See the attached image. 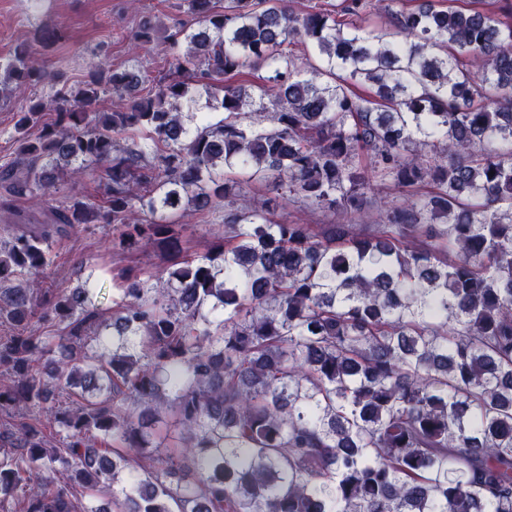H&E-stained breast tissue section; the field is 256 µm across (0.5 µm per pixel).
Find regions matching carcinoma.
I'll return each instance as SVG.
<instances>
[{"mask_svg":"<svg viewBox=\"0 0 512 512\" xmlns=\"http://www.w3.org/2000/svg\"><path fill=\"white\" fill-rule=\"evenodd\" d=\"M186 2L143 95L141 70L97 64L72 87L25 48L0 62L1 92L49 89L0 165V318L17 329L0 413L26 410L0 429V512H512V5L342 0L384 14L378 30L288 0ZM247 67L268 72L255 93L234 82ZM197 87L222 118L182 112ZM93 170L96 195L49 202ZM381 185L411 198H379L376 219ZM284 196L338 222L274 223ZM210 208L222 230L182 254L172 217ZM88 224L169 262L163 281L121 274L110 318L90 277L43 287L54 240Z\"/></svg>","mask_w":512,"mask_h":512,"instance_id":"obj_1","label":"carcinoma"}]
</instances>
